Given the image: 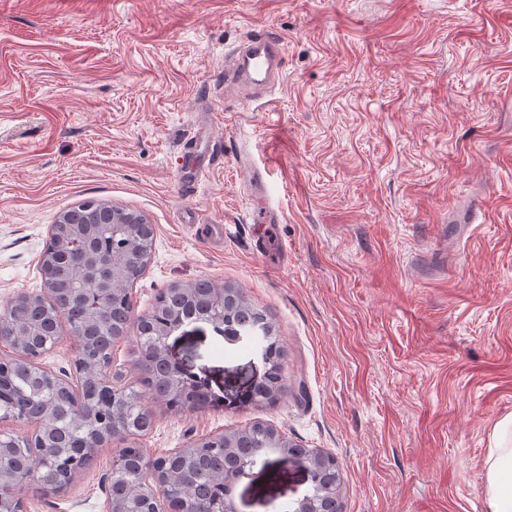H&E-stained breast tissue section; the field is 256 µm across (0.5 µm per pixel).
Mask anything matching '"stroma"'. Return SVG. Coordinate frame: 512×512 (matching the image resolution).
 <instances>
[{"label": "stroma", "mask_w": 512, "mask_h": 512, "mask_svg": "<svg viewBox=\"0 0 512 512\" xmlns=\"http://www.w3.org/2000/svg\"><path fill=\"white\" fill-rule=\"evenodd\" d=\"M259 28L278 73L225 97V56ZM185 156L205 168L187 191ZM87 199L155 226L136 314L207 279L285 352L255 405L250 343L175 331L213 402L154 404L148 455L262 421L335 457L344 512H489L512 416V0H0V311L41 293L50 226ZM113 453L27 512H105ZM310 490L276 466L231 497L281 512Z\"/></svg>", "instance_id": "1"}]
</instances>
